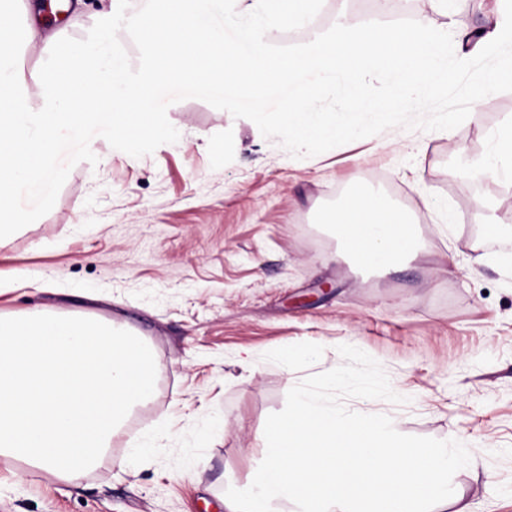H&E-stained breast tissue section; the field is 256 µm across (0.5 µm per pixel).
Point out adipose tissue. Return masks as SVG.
<instances>
[{
	"mask_svg": "<svg viewBox=\"0 0 512 512\" xmlns=\"http://www.w3.org/2000/svg\"><path fill=\"white\" fill-rule=\"evenodd\" d=\"M492 150L474 161L471 174L501 179L512 175V120L492 134ZM345 249L361 265L386 270L418 251L411 218L391 207L383 192L367 190L349 197L326 218Z\"/></svg>",
	"mask_w": 512,
	"mask_h": 512,
	"instance_id": "adipose-tissue-1",
	"label": "adipose tissue"
}]
</instances>
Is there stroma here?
<instances>
[{"instance_id":"stroma-1","label":"stroma","mask_w":512,"mask_h":512,"mask_svg":"<svg viewBox=\"0 0 512 512\" xmlns=\"http://www.w3.org/2000/svg\"><path fill=\"white\" fill-rule=\"evenodd\" d=\"M491 0H324L273 44L306 43L337 23L416 19L479 30ZM118 0H84L66 24L84 37ZM177 142L135 158L102 137L46 215L0 244V315L51 309L133 328L151 349L156 389L98 466L76 483L0 457V512H224L247 488L260 436L289 389L341 364L376 359L406 404L348 400L404 434L457 439L472 461L453 477L474 512H512V180L464 175L512 118V85L450 131L393 128L315 157H292L249 119L190 98L169 106ZM383 189L415 217L424 254L388 273L341 255L321 222L350 189ZM489 204L490 230L463 215ZM157 448L142 451L147 439Z\"/></svg>"}]
</instances>
